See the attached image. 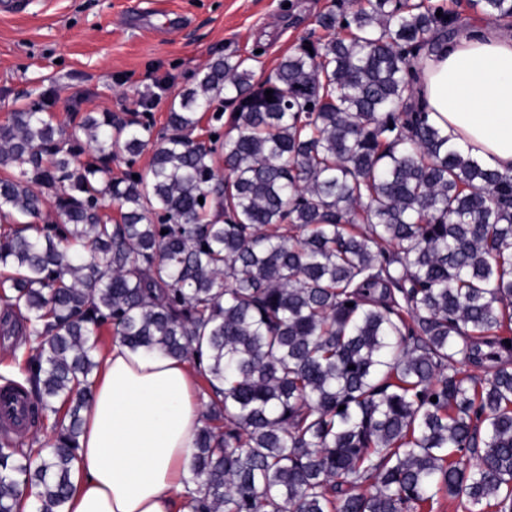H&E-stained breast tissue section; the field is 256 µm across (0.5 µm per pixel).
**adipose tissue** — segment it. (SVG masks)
Here are the masks:
<instances>
[{"label": "adipose tissue", "mask_w": 512, "mask_h": 512, "mask_svg": "<svg viewBox=\"0 0 512 512\" xmlns=\"http://www.w3.org/2000/svg\"><path fill=\"white\" fill-rule=\"evenodd\" d=\"M416 100L431 123L487 168L512 174V36L493 21L420 57ZM66 512H188L203 424L191 366L113 341L97 354Z\"/></svg>", "instance_id": "obj_1"}]
</instances>
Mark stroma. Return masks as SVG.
I'll return each instance as SVG.
<instances>
[{
	"label": "stroma",
	"instance_id": "stroma-1",
	"mask_svg": "<svg viewBox=\"0 0 512 512\" xmlns=\"http://www.w3.org/2000/svg\"><path fill=\"white\" fill-rule=\"evenodd\" d=\"M0 12V122L49 95L73 113L151 112L164 124L174 96L212 60L247 58L262 81L333 0H28Z\"/></svg>",
	"mask_w": 512,
	"mask_h": 512
}]
</instances>
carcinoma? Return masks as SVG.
Returning a JSON list of instances; mask_svg holds the SVG:
<instances>
[{
    "label": "carcinoma",
    "mask_w": 512,
    "mask_h": 512,
    "mask_svg": "<svg viewBox=\"0 0 512 512\" xmlns=\"http://www.w3.org/2000/svg\"><path fill=\"white\" fill-rule=\"evenodd\" d=\"M469 7L512 31V0ZM466 24L336 0L263 82L208 65L162 132L65 125L47 97L10 112L0 307L28 352L3 391L51 435L0 439V512H64L105 332L201 380L189 512H512V364L484 366L512 353V175L450 143L410 79ZM217 101L229 131L193 137Z\"/></svg>",
    "instance_id": "cac0c4a2"
}]
</instances>
